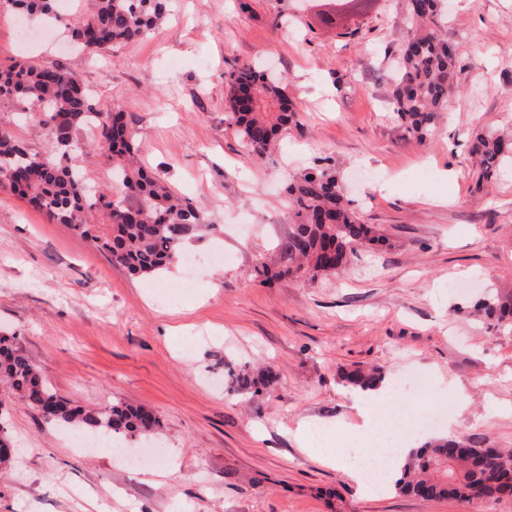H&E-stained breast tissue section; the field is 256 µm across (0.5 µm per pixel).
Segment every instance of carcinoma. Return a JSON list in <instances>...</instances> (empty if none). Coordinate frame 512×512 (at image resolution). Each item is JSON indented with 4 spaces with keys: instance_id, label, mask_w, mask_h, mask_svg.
<instances>
[{
    "instance_id": "cac0c4a2",
    "label": "carcinoma",
    "mask_w": 512,
    "mask_h": 512,
    "mask_svg": "<svg viewBox=\"0 0 512 512\" xmlns=\"http://www.w3.org/2000/svg\"><path fill=\"white\" fill-rule=\"evenodd\" d=\"M21 13L63 22L71 40L90 54L144 39L165 18L167 0H91L87 15L68 23L58 0H9ZM442 0H409L404 15L407 37L395 61L393 112L408 133L423 141L438 114L448 106L459 68L447 31L438 20ZM227 107L249 151L264 156L279 132L296 123V108L281 81L251 63L224 75ZM16 102L38 113L36 129L57 156L32 151L14 131L0 126V187L8 188L46 214L68 225L107 253L112 264L134 278L153 277L169 268L185 243L217 230L189 199L157 173L135 161L133 137L120 112H105L85 88L80 74L59 64L29 60L0 68V106ZM99 143L112 160V182L89 188L65 164L88 149L78 132L92 116ZM469 153L478 180L491 178L512 159V144L492 131L473 133ZM292 231L281 246L280 264L262 263L255 276L263 283L335 274L347 268L358 248L381 241L375 226L360 221L348 198L346 182L329 167L317 165L291 180L287 188ZM478 311L496 329L512 330V291L482 298ZM230 388L259 394L268 377L243 366L227 367ZM347 385L370 392L385 381L384 369L341 372ZM0 382L5 393L39 412L52 403L45 422L58 428L114 439L151 434L159 419L143 407L113 405L86 409L58 396L45 382L15 337L0 335ZM397 492L424 500L455 498L467 503L512 498V451L476 446L460 437H442L408 448L394 481Z\"/></svg>"
}]
</instances>
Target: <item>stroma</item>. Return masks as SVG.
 Segmentation results:
<instances>
[{"label": "stroma", "instance_id": "1", "mask_svg": "<svg viewBox=\"0 0 512 512\" xmlns=\"http://www.w3.org/2000/svg\"><path fill=\"white\" fill-rule=\"evenodd\" d=\"M448 39L462 66L431 136L392 109L406 0H362L338 25L333 0H171L143 40L89 56L63 27L0 7V66L25 58L79 72L124 113L141 163L190 199L214 233L182 288L176 262L136 279L66 225L0 188V331L74 404L141 406L139 440L162 466L83 452L27 406H0L16 448L0 471V512H512V501L364 493L340 464L361 419L344 370L382 367L432 423L402 416L406 443L446 433L512 448V332L475 310L512 289V168L479 181L467 134L512 135V0H452ZM280 74L298 109L257 160L226 109L225 72ZM367 172L350 195L387 242L316 281L259 285L287 239L286 186L315 161ZM265 367L259 395L227 391L225 364ZM326 429L302 447L298 425ZM176 460L169 471L167 460Z\"/></svg>", "mask_w": 512, "mask_h": 512}]
</instances>
